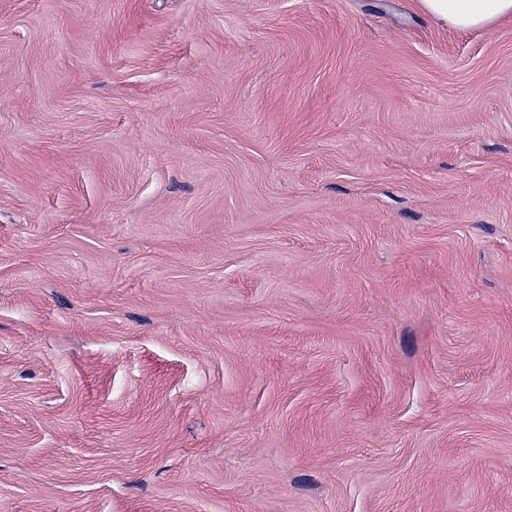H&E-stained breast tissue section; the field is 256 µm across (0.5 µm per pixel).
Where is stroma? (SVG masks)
<instances>
[{"label":"stroma","instance_id":"stroma-1","mask_svg":"<svg viewBox=\"0 0 512 512\" xmlns=\"http://www.w3.org/2000/svg\"><path fill=\"white\" fill-rule=\"evenodd\" d=\"M0 512H512V21L0 0Z\"/></svg>","mask_w":512,"mask_h":512}]
</instances>
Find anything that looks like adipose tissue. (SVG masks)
<instances>
[{"label":"adipose tissue","instance_id":"adipose-tissue-1","mask_svg":"<svg viewBox=\"0 0 512 512\" xmlns=\"http://www.w3.org/2000/svg\"><path fill=\"white\" fill-rule=\"evenodd\" d=\"M432 20L457 30L512 20V0H419Z\"/></svg>","mask_w":512,"mask_h":512}]
</instances>
